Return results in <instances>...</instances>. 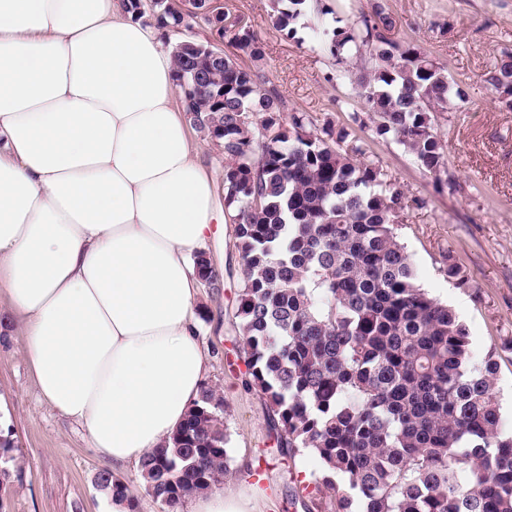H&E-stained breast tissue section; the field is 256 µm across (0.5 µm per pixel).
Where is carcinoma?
Segmentation results:
<instances>
[{
  "instance_id": "obj_1",
  "label": "carcinoma",
  "mask_w": 512,
  "mask_h": 512,
  "mask_svg": "<svg viewBox=\"0 0 512 512\" xmlns=\"http://www.w3.org/2000/svg\"><path fill=\"white\" fill-rule=\"evenodd\" d=\"M313 0H272L273 27L290 36ZM142 19L189 27L177 0H128ZM232 46L263 59L256 34L225 14L195 16ZM341 20L319 33L347 70L376 135L391 136L436 180L448 175L438 113L464 97L447 69L413 42L390 37L381 6L356 29ZM189 125L224 155V211L235 224L244 286L234 329L278 447L316 453L315 508L324 512H512V430L495 391V352L475 361L468 331L418 282L397 229L407 207L379 166L358 160L351 136L330 120L284 116L285 100L258 71L186 38L172 49ZM512 108V53L485 74ZM260 120L255 122L253 117ZM200 280L223 284L210 256H194ZM224 399L203 384L183 424L141 464L163 512L220 489L230 476ZM14 446L0 441V485ZM97 484L124 489L102 469Z\"/></svg>"
}]
</instances>
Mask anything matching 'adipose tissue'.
Wrapping results in <instances>:
<instances>
[{
    "instance_id": "adipose-tissue-1",
    "label": "adipose tissue",
    "mask_w": 512,
    "mask_h": 512,
    "mask_svg": "<svg viewBox=\"0 0 512 512\" xmlns=\"http://www.w3.org/2000/svg\"><path fill=\"white\" fill-rule=\"evenodd\" d=\"M175 63L125 0H0V289L39 395L113 471L198 400L192 258L223 223Z\"/></svg>"
}]
</instances>
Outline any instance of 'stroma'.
I'll return each instance as SVG.
<instances>
[{
  "label": "stroma",
  "mask_w": 512,
  "mask_h": 512,
  "mask_svg": "<svg viewBox=\"0 0 512 512\" xmlns=\"http://www.w3.org/2000/svg\"><path fill=\"white\" fill-rule=\"evenodd\" d=\"M342 24L357 27L362 14L384 4L393 17V39L412 40L466 91L465 101L439 116L447 145L448 182L436 183L402 145L356 128L365 151L395 187L421 207L408 209L400 235L434 297L448 302L469 331L476 355L496 349L499 392L506 426H512V111L483 80L503 52L512 51V0H323ZM264 49L258 66L290 110L316 121L351 125L363 112L348 78L338 76L306 16L293 38L271 25L270 0H222ZM234 226H224V286L200 288L199 332L213 360L207 381L224 398V427L232 474L226 483L243 512H305L322 470L308 452L282 456L258 392L243 381L246 367L232 330L243 274ZM461 263L469 282L458 286L443 272L447 256ZM21 328L0 331V434L11 436L16 471L0 486L1 512H112L97 485L103 462L84 427L62 418L38 395L26 360Z\"/></svg>",
  "instance_id": "1"
}]
</instances>
